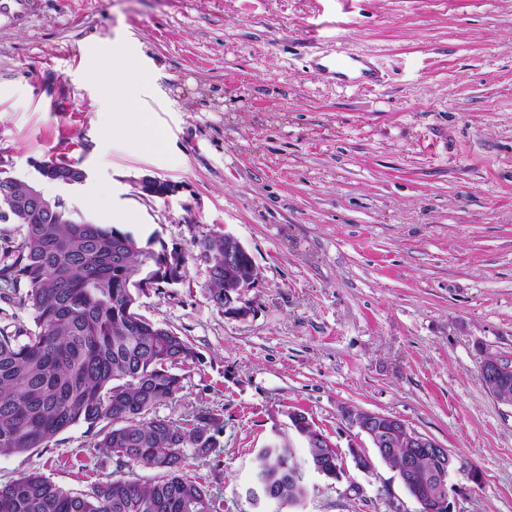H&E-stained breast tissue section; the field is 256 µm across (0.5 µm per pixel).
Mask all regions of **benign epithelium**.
I'll return each mask as SVG.
<instances>
[{"label": "benign epithelium", "instance_id": "1", "mask_svg": "<svg viewBox=\"0 0 512 512\" xmlns=\"http://www.w3.org/2000/svg\"><path fill=\"white\" fill-rule=\"evenodd\" d=\"M36 168L40 176V184L26 188V196L33 197L44 204L46 200L42 186L56 184V181L62 178L63 170L59 168V162L54 160L40 162ZM137 186L144 197L165 198L172 193V187L168 182L151 175L140 177ZM249 257L251 254L236 237L229 233L224 234V268L229 270L236 268L242 265L243 259ZM259 278L260 270L252 261L248 263L243 276L225 282L224 287L228 288L227 295L230 303L224 306V314L236 317L247 316L250 308L242 302V298L245 291L254 287ZM511 374L512 362L490 356L480 365L479 380L482 386L493 395L497 390L508 385ZM288 418L294 430L305 436L311 435L318 441L320 447L327 449L329 457L336 459V479H341L344 472L342 454L330 438L315 429L309 418L300 412L290 411ZM342 418L350 427L357 429L358 434L366 437L378 458L388 455L393 438L396 437L403 442V447L406 448L405 462L397 477L404 485L409 484L408 474L415 470L417 460L428 458L436 462L433 482L423 488L412 487L410 496L420 505L424 504L426 497L434 495L437 498V508L442 512H451L446 492L448 481L458 476L470 481L476 480L475 470L460 466L457 463V457L450 450L434 438L414 430L398 417L359 411L345 412Z\"/></svg>", "mask_w": 512, "mask_h": 512}]
</instances>
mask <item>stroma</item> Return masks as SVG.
Instances as JSON below:
<instances>
[{"label": "stroma", "instance_id": "35a3bbf8", "mask_svg": "<svg viewBox=\"0 0 512 512\" xmlns=\"http://www.w3.org/2000/svg\"><path fill=\"white\" fill-rule=\"evenodd\" d=\"M350 57L381 83L326 73ZM146 114L167 146L113 140ZM48 160L87 174L52 189L74 221L106 223L87 204L105 192L118 229L189 252L139 311L197 353L155 413L219 414L217 448L187 471L220 512H261L246 498L261 448L306 458L289 412L341 452L368 448L348 410L470 459L478 478L454 479L452 512H512V405L478 377L486 357L512 361V0H41L24 21L0 15V169L35 184ZM146 174L172 193L143 198ZM214 232L260 269L246 317L214 306L191 250ZM99 439L78 423L0 453V485L108 480ZM345 469L307 473L292 512H419L382 461Z\"/></svg>", "mask_w": 512, "mask_h": 512}]
</instances>
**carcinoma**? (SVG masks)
<instances>
[{
	"label": "carcinoma",
	"mask_w": 512,
	"mask_h": 512,
	"mask_svg": "<svg viewBox=\"0 0 512 512\" xmlns=\"http://www.w3.org/2000/svg\"><path fill=\"white\" fill-rule=\"evenodd\" d=\"M12 181L0 170V208L23 227L15 243L0 241V288L25 292L35 328L24 340L0 330V453H24L83 422L110 424L98 447L120 468L142 465L158 472L152 482L125 477L68 492L39 472L0 486V512H218L204 486L184 471L185 449L207 460L217 447L218 414L200 410L187 422L153 414L174 398L182 377L178 363L196 351L174 330L138 313L145 293L167 275L185 276V266H167L165 249L138 243L113 226L64 219L34 202L21 208L8 194ZM208 264L207 288L224 309V235L192 243ZM258 486L296 507L308 495L294 449L271 445L258 457ZM306 465L336 479V462L324 448H308Z\"/></svg>",
	"instance_id": "obj_1"
}]
</instances>
